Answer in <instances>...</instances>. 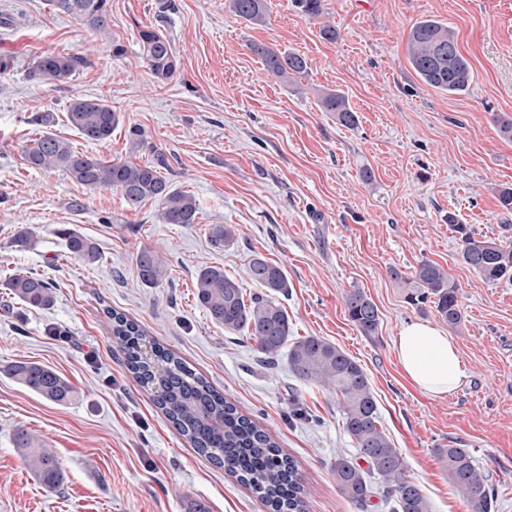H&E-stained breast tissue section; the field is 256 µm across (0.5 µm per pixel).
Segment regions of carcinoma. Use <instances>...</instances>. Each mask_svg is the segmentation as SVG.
<instances>
[{
  "mask_svg": "<svg viewBox=\"0 0 512 512\" xmlns=\"http://www.w3.org/2000/svg\"><path fill=\"white\" fill-rule=\"evenodd\" d=\"M52 10L70 16L95 34H108L109 0H48ZM238 18L259 25L266 19V0H227ZM142 59L154 77L164 83L177 72L176 51L163 31L148 26L138 31ZM250 50L272 76L301 89L298 79L307 69L306 60L293 52H281L253 43ZM407 56L418 78L426 85L448 94L466 91L473 71L461 53L455 33L434 19L417 22L409 33ZM83 59L66 54H47L29 69L34 83L64 82ZM324 112L336 115L348 128L358 124L356 112L337 90L324 92L319 99ZM68 125L85 140L104 143L119 123V113L101 99H76L70 102ZM133 150H147L153 159L101 160L74 149L71 142L43 130L26 147L24 159L36 170L60 169L73 181L93 189H112L135 210L146 202L158 204V215L165 224H193L199 210L195 196L176 188L162 175L167 164L162 153L147 141L145 133L131 132ZM460 240V261L488 283L512 281V242L502 243L477 238L463 224L454 225ZM57 234L68 254L88 265L101 260L99 246L69 227ZM213 246L231 242L234 230L229 224H213L209 229ZM136 269L142 283L158 284L166 276L163 256L143 246L136 255ZM247 276L265 293L245 299L239 282L224 273V268L207 266L196 276V295L210 320L229 332L245 333L257 342L258 351L271 358L288 349V364L300 381L338 393L342 425L358 456L368 469L382 479L383 493L394 498L395 512H430L421 489L407 479L403 458L380 428L377 405L363 367L334 344L317 336L288 342L290 325L287 311L276 295L288 288L284 270L260 254H254L246 267ZM416 288L409 299L415 305L433 304L450 327L461 324L463 314L457 286L437 264L423 261L414 273ZM11 294L30 308L53 304L52 285L35 274H16L6 281ZM349 320L364 336L374 335L380 324L379 310L362 290L354 288L344 296ZM112 336L124 354L128 370L142 387L153 393L157 407L173 424L177 433L219 467L248 486L271 512H304L301 484L293 460L283 454L275 440L238 407L224 398L201 374L181 357L147 339L145 331L124 314L106 310ZM10 377L44 399L66 404L73 399L72 386L56 371L34 362L15 361L0 366ZM13 442L24 456L28 468L40 483L56 489L65 481V470L53 452L44 448L27 430L18 428ZM444 460L449 482L466 499L472 512H493L496 489L489 476L476 465L469 449L448 441L437 449ZM336 482L345 495L358 504L373 494L363 469L353 459L338 457L333 464Z\"/></svg>",
  "mask_w": 512,
  "mask_h": 512,
  "instance_id": "cac0c4a2",
  "label": "carcinoma"
}]
</instances>
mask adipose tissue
I'll list each match as a JSON object with an SVG mask.
<instances>
[{"label": "adipose tissue", "instance_id": "adipose-tissue-1", "mask_svg": "<svg viewBox=\"0 0 512 512\" xmlns=\"http://www.w3.org/2000/svg\"><path fill=\"white\" fill-rule=\"evenodd\" d=\"M394 351L405 377L427 395L452 394L466 379L456 344L431 324L403 326L394 340Z\"/></svg>", "mask_w": 512, "mask_h": 512}]
</instances>
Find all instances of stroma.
<instances>
[{
	"mask_svg": "<svg viewBox=\"0 0 512 512\" xmlns=\"http://www.w3.org/2000/svg\"><path fill=\"white\" fill-rule=\"evenodd\" d=\"M110 4V38L102 42L47 0H0V55L15 60L0 78V363L46 365L74 389L70 403L56 405L0 375V512H189L198 500L210 512H266L174 432L123 364L108 308L271 431L297 465L307 512H392L378 494L358 506L336 482V458L357 452L335 392L299 381L286 355L264 363L254 340L224 331L198 303L195 277L206 266L223 267L246 296L256 294L245 276L256 253L286 273L277 299L292 337L323 338L362 365L379 422L431 512H470L436 453L451 440L493 475L494 512H512V282L492 284L465 267L452 228L458 222L479 236L512 239V212L498 199L500 188L512 187V139L497 124L512 118V0H323L314 20L294 0H267L262 25L235 17L225 0ZM426 18L455 32L474 72L467 91L438 92L413 71L408 35ZM150 24L170 37L178 59L164 83L136 39ZM326 24L335 40L322 36ZM116 41L125 48L119 57ZM253 42L303 55L299 86L269 75ZM45 54L87 63L63 83L27 81ZM327 89L345 95L356 129L321 110L317 95ZM91 97L120 114L103 144L86 142L66 122L70 102ZM44 115L53 133L105 160H145L131 151L130 129L141 128L167 157L166 177L196 196L195 223L164 224L156 204L132 210L115 191L29 168L24 148ZM22 224L35 231L33 247L13 241ZM214 224L234 229L224 248L209 241ZM64 225L98 244L99 263L66 252L56 235ZM144 245L167 265L152 287L135 267ZM424 260L456 284L463 314L448 334L467 380L450 396L416 389L393 349L404 324H443L432 305L405 299ZM26 273L51 283L52 307H26L3 288L9 275ZM354 288L380 310L375 335H362L345 313ZM19 428L59 459L60 490L45 489L28 470L12 444Z\"/></svg>",
	"mask_w": 512,
	"mask_h": 512,
	"instance_id": "stroma-1",
	"label": "stroma"
}]
</instances>
